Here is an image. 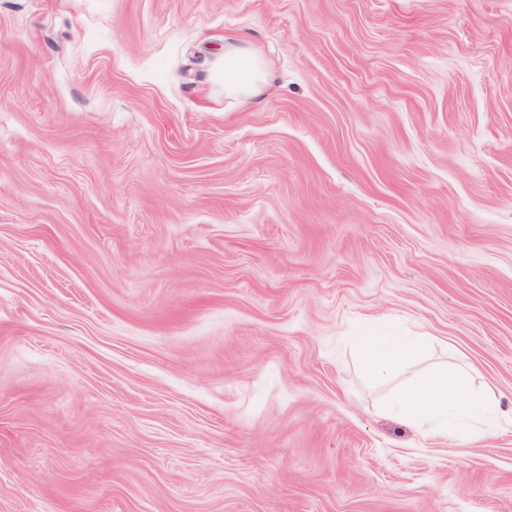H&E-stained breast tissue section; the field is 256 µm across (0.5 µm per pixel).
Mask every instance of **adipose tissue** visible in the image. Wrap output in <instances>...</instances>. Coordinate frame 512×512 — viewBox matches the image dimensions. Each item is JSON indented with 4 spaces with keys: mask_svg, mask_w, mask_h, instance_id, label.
<instances>
[{
    "mask_svg": "<svg viewBox=\"0 0 512 512\" xmlns=\"http://www.w3.org/2000/svg\"><path fill=\"white\" fill-rule=\"evenodd\" d=\"M218 76L224 84L225 99L254 98L267 90L270 66L248 45L230 44L219 59ZM352 343L367 349L363 369L378 380L402 369L412 352L427 345L422 338L411 344H399L373 336H356ZM390 410L432 436L478 437L493 432L498 425L494 402L470 374L454 369L398 389L390 398Z\"/></svg>",
    "mask_w": 512,
    "mask_h": 512,
    "instance_id": "obj_1",
    "label": "adipose tissue"
}]
</instances>
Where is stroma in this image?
I'll return each mask as SVG.
<instances>
[{
	"label": "stroma",
	"mask_w": 512,
	"mask_h": 512,
	"mask_svg": "<svg viewBox=\"0 0 512 512\" xmlns=\"http://www.w3.org/2000/svg\"><path fill=\"white\" fill-rule=\"evenodd\" d=\"M0 512H512V0H0ZM217 67V75L224 83V99L258 97L269 86L268 61L246 44L225 45ZM352 343L358 348L369 349L363 369L369 377L378 380L402 369L413 351L428 345L424 338L411 344H399L382 341L376 336H353ZM390 410L432 436L478 437L498 425L494 402L470 374L454 369L398 389L390 398Z\"/></svg>",
	"instance_id": "1"
}]
</instances>
